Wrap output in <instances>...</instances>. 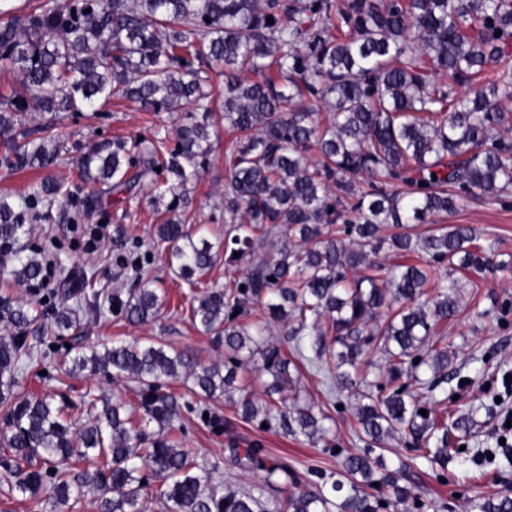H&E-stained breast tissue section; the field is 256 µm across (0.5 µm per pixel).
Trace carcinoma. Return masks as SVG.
Returning <instances> with one entry per match:
<instances>
[{
  "label": "carcinoma",
  "instance_id": "carcinoma-1",
  "mask_svg": "<svg viewBox=\"0 0 512 512\" xmlns=\"http://www.w3.org/2000/svg\"><path fill=\"white\" fill-rule=\"evenodd\" d=\"M205 65L224 75L220 113L204 90ZM0 68L20 77V87L0 94V167L51 170L75 154L79 184L107 188L116 206L140 198L167 214L153 245L168 250L170 269L192 287L217 253L204 236L183 231L180 199L165 198L200 177L224 122L236 134L224 183V255L244 265L224 289L188 296L191 321L224 343L228 365L202 366L139 343L70 359L68 376L85 371L133 385L144 409L138 422L122 401L90 389L77 403L15 392L39 358L28 327L41 316L40 289L30 300L1 297L0 466L11 487L55 506L85 490L99 512H147L153 484L166 512H264L248 492H220L213 472L173 443L181 406L164 387L190 380L192 392L224 398L245 422L259 418L318 439L327 416L300 403L294 360L335 365V389L375 393L360 395L353 412L366 448L346 451L329 487L291 494L288 512H380L384 502L417 499L377 465L376 450L395 433L410 438L415 457L443 469L462 454V443L448 447V428L469 430L475 406L435 412L448 349L435 347L433 336L456 315L460 282L480 288L505 262L496 261L495 240L469 224L424 232L418 225L464 198L512 203V113L503 106L512 99V0H28L23 14L0 0ZM116 97L142 112L187 111L172 133L69 142L62 114L99 112ZM76 188L49 174L26 198L0 195V253H12L17 282L43 275V259L20 245L27 221L72 202ZM101 204L99 195L84 198L72 221ZM389 251L400 262L387 263ZM445 262L449 274L434 275ZM116 263L132 287L111 292L72 271L67 298L76 304L62 302L53 335L77 332L88 312L102 315L104 299L130 324L161 315L165 298L143 277L142 257ZM247 303L256 313L240 322L233 313ZM272 323L295 340L291 354L258 340ZM374 350L387 362L385 383L362 369ZM244 352L260 355L270 377L264 402L249 384L235 385ZM424 364L432 378L419 381L421 391L399 383ZM287 387L294 400L282 409L273 395ZM245 456L269 480L288 471L258 443ZM76 463L93 469L74 484ZM472 509L512 512V496L480 498Z\"/></svg>",
  "mask_w": 512,
  "mask_h": 512
}]
</instances>
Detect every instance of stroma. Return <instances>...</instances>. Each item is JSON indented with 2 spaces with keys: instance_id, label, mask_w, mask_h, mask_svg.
<instances>
[{
  "instance_id": "obj_1",
  "label": "stroma",
  "mask_w": 512,
  "mask_h": 512,
  "mask_svg": "<svg viewBox=\"0 0 512 512\" xmlns=\"http://www.w3.org/2000/svg\"><path fill=\"white\" fill-rule=\"evenodd\" d=\"M179 112L150 115L138 111L135 104L112 101L102 112H86L65 119L64 127L74 140L90 145L100 139L130 136L148 127L173 126ZM228 134H220L213 144L207 167L200 180L189 185L190 202L179 211L187 230L204 234L210 242L224 238V182L228 175L224 149ZM70 205H57L47 219L31 225L26 242L29 248H44L56 253L59 267L52 269L44 292L39 326L49 324L59 308L67 287L66 271L74 267L95 269L102 282L112 288H127L131 282L115 264L118 254L138 252L147 257L146 269L155 287L167 296L161 317L145 325H131L124 319L105 314L86 316L81 335L56 338L47 334L37 339L42 354L43 373L24 375L20 392L58 393L76 396L92 388L106 397L118 396L127 404L133 418H141V402L131 387L121 380L75 375L58 382L59 368L75 351L115 342H154L191 353L202 365L220 364L225 360L224 345L213 337L199 333L190 321L182 302L187 285L166 265L163 251L150 247L157 222L147 202L133 201L129 211L110 205L102 207L82 223L71 220ZM450 224H471L491 232L508 266L495 270L483 281L479 291L465 288L455 317L443 328L442 345L448 348V380L436 391L437 398L450 395L462 398L482 397L483 406L466 438L468 448L461 464H449L445 474H438L429 463L415 458L402 439L387 440L384 462L388 470L398 472L400 486L422 493L424 512H470L474 499L488 497L512 486V466L503 457L486 459L487 449L495 447L497 427L506 411L512 410V391H505L503 378L512 375V314L501 316L503 302L512 303V206H487L473 199L460 202L446 218ZM493 380L494 388L484 395L479 387ZM300 387L313 398L327 415V433L312 442L302 436H286L274 426L236 418L224 401L210 405V415L223 419V428H213L209 417H201L199 398L187 384L177 380L167 386L168 393L188 407L183 414V428L175 437L181 448L197 454L200 465L214 469L215 481L224 490L250 492L273 512H288L291 491L315 490L324 475L335 471L344 450L360 447L361 442L352 416L357 398L353 392L338 393L337 404L326 399L325 388L315 371L300 374ZM260 442L269 458L284 461L287 474L266 482L265 473L248 461L243 451Z\"/></svg>"
}]
</instances>
